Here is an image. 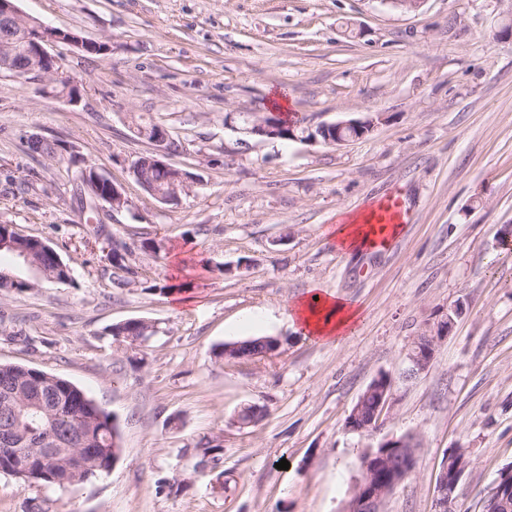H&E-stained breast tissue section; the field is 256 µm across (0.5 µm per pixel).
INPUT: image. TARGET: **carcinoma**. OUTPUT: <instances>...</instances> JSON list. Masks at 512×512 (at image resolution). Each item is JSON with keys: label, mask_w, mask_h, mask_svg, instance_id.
<instances>
[{"label": "carcinoma", "mask_w": 512, "mask_h": 512, "mask_svg": "<svg viewBox=\"0 0 512 512\" xmlns=\"http://www.w3.org/2000/svg\"><path fill=\"white\" fill-rule=\"evenodd\" d=\"M137 162L134 178L148 193L167 196L172 187H181L173 179L172 165L153 161V154L143 155ZM2 250L17 257L30 254L37 264L35 276L29 279H16L0 271V290L4 292L30 290L44 282L64 283L70 279L64 271L66 264L49 244L37 238L20 237L8 224H0ZM128 251L127 244L116 241L106 254L113 269L111 283L117 288L127 285ZM155 333V325L142 319L109 328L112 339L127 346L135 340L143 343ZM273 342L271 337L244 340L235 356L240 360L261 356ZM0 416L22 430L35 431L39 447L60 449L59 457L38 465L31 460V446L23 444L16 448L8 466H0L1 472L15 477L27 488L56 492L91 482L108 474L121 452L115 418L81 388L44 370L0 363ZM223 454L221 445L207 441L201 446L198 464L215 469Z\"/></svg>", "instance_id": "obj_1"}]
</instances>
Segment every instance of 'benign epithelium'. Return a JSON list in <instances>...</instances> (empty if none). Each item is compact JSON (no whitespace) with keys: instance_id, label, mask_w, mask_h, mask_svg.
I'll list each match as a JSON object with an SVG mask.
<instances>
[{"instance_id":"1","label":"benign epithelium","mask_w":512,"mask_h":512,"mask_svg":"<svg viewBox=\"0 0 512 512\" xmlns=\"http://www.w3.org/2000/svg\"><path fill=\"white\" fill-rule=\"evenodd\" d=\"M0 20L15 27L21 26L27 31V60L18 67L12 63L14 58L13 44L9 41L0 42V72L10 73L14 78L30 80L44 75L58 73L55 69V59L48 52V46L54 43H64L76 48L91 47L93 42H75L74 34L64 32L44 25L41 21L22 13L15 5V0H0ZM381 118L366 117L351 119L345 122L326 124L323 129L335 133V138H326L341 143L340 133L348 127H355L364 133H369ZM142 136L155 145L156 159L168 156L166 144L169 141L167 131L157 126L152 130L142 131ZM95 186L106 185L105 199L114 209L121 208L126 198L121 186L110 178L96 174ZM455 325L451 316L437 324L435 334L428 337L429 345L425 352L415 351L410 355L412 371L421 372L429 368L435 351L436 342L449 335ZM349 430L364 432L376 428L373 422H366L356 407L346 421ZM22 442L20 433L9 425L0 427V456L8 457L13 448ZM405 438L387 439L378 446V450L367 451L362 457L361 467L363 477L357 484L349 512H381V506L386 496L403 482L416 467V453L404 449ZM469 464L466 450L454 448L445 456L437 483L438 512H451L449 506L456 498V492L461 478ZM487 497L495 502L504 504L512 497V467L504 470Z\"/></svg>"}]
</instances>
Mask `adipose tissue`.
Returning <instances> with one entry per match:
<instances>
[{
    "label": "adipose tissue",
    "instance_id": "1",
    "mask_svg": "<svg viewBox=\"0 0 512 512\" xmlns=\"http://www.w3.org/2000/svg\"><path fill=\"white\" fill-rule=\"evenodd\" d=\"M288 316L305 336L331 343L352 329L360 312L334 291L315 287L305 298L293 302Z\"/></svg>",
    "mask_w": 512,
    "mask_h": 512
}]
</instances>
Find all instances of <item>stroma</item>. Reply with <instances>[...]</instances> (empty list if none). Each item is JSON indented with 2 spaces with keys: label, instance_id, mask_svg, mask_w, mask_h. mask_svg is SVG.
<instances>
[{
  "label": "stroma",
  "instance_id": "obj_1",
  "mask_svg": "<svg viewBox=\"0 0 512 512\" xmlns=\"http://www.w3.org/2000/svg\"><path fill=\"white\" fill-rule=\"evenodd\" d=\"M44 24L105 44L49 53L78 84L0 73V224L45 240L68 283L0 294V363L64 377L117 419L121 456L104 479L54 493L0 473V512H345L361 456L410 433L413 473L383 512H437L446 452L470 465L452 512H481L512 466V0H17ZM316 128L379 122L339 145L243 136L234 119L271 113ZM164 127L171 164L197 176L164 204L134 180L151 150L132 118ZM54 156L29 148L31 136ZM122 186L126 208L97 219L132 251L113 287L105 241L90 235L74 171ZM398 192L408 221L386 245L337 248L333 228ZM153 247H144V240ZM320 286L360 311L334 344L288 319ZM463 312L430 367L409 355L450 306ZM157 332L139 350L116 323ZM260 336L277 348L245 363L215 346ZM393 377L376 430L345 419L379 373ZM264 416L242 428L244 405ZM224 448L201 470L198 443ZM289 469H278L279 461ZM223 478L222 494L210 480ZM156 333V327L149 321L142 319H132L123 323H117L109 328V335L118 343L126 346H132L134 340H139L140 344L145 342L149 336Z\"/></svg>",
  "mask_w": 512,
  "mask_h": 512
}]
</instances>
